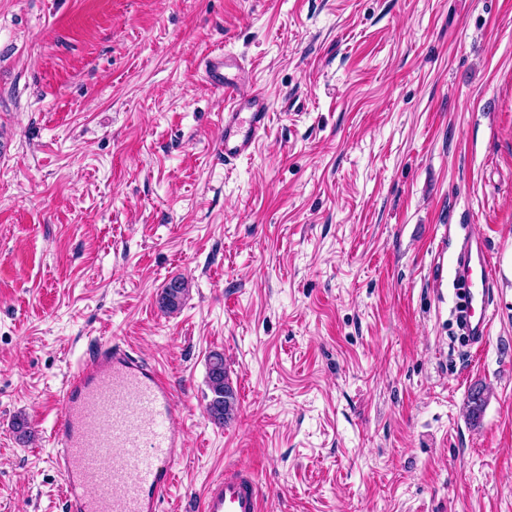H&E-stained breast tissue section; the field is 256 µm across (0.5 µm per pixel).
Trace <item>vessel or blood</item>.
Returning a JSON list of instances; mask_svg holds the SVG:
<instances>
[{
	"label": "vessel or blood",
	"instance_id": "obj_1",
	"mask_svg": "<svg viewBox=\"0 0 512 512\" xmlns=\"http://www.w3.org/2000/svg\"><path fill=\"white\" fill-rule=\"evenodd\" d=\"M238 60L219 52L204 62L208 83L224 92V133L215 151L225 162L251 155L268 128L264 95L231 76ZM461 285L462 332L482 349L490 327L491 253L482 235L454 254ZM183 414L171 384L119 345H104L70 377L50 433L51 461L63 477L68 512H160L183 454ZM256 473L225 467L208 484L201 512H261Z\"/></svg>",
	"mask_w": 512,
	"mask_h": 512
}]
</instances>
